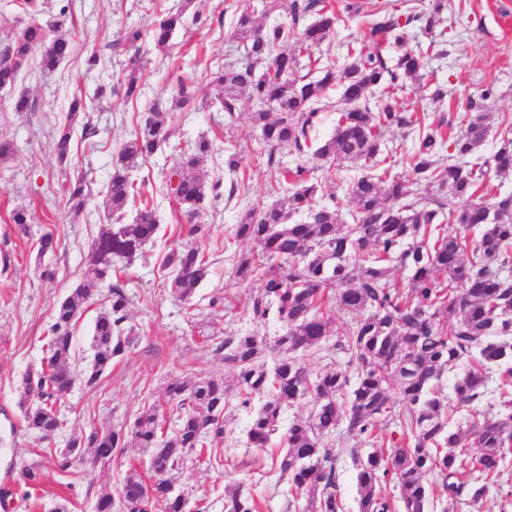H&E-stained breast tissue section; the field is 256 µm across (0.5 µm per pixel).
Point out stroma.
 Returning a JSON list of instances; mask_svg holds the SVG:
<instances>
[{
  "label": "stroma",
  "instance_id": "35a3bbf8",
  "mask_svg": "<svg viewBox=\"0 0 512 512\" xmlns=\"http://www.w3.org/2000/svg\"><path fill=\"white\" fill-rule=\"evenodd\" d=\"M259 2L202 0L201 22H187L164 52L155 47L148 30L158 7L176 6L178 0H72L63 24L73 42L70 56L52 73L42 71L38 61H30L15 88L0 90V137L13 140L18 149L14 160L0 165V258L11 259L9 270L0 272V477L18 476L23 467L41 461L45 450L65 447L72 435L132 420L145 401L164 402L165 387L172 378L223 373L224 363L215 355L213 344L224 335L278 334L280 323L256 324L246 312V300L260 284H241L233 276L232 256L249 250L248 244L234 239L233 228L248 209L285 197L288 186L277 169L266 164L265 148L248 118L253 104L244 103L235 125L225 126L219 91L209 82L215 65L240 54L231 25H218L217 15L230 5L239 8ZM451 4L457 15L448 53L424 59L426 71L433 74L435 84L447 89V97L432 103L429 89L413 84L397 91L395 98L403 111L441 113L457 126L469 99L492 89L487 105L494 120L477 153L484 159L498 149L504 125L512 121V37H503L499 26L504 17H512V0H451ZM130 26L144 32L139 42L145 65L142 93L134 101L109 94L90 110L97 135L75 140L71 168L87 173L91 198L84 211L75 215L61 190L65 176L53 150L55 129L73 96H93L97 87L121 71L118 60L105 56L92 68L87 59L95 47L118 38ZM181 74L194 81L198 99L195 107L177 113L176 141L207 137L213 143V152L204 162L210 178L229 182L232 173L227 160L232 155L239 160L244 178L235 197L206 201L199 217L205 234L197 238L190 235L187 219L163 190L171 149L157 153L134 173L137 186L153 195L160 222L154 241L122 266L131 296L128 323L136 341L113 361L96 388L75 384L66 428L55 439H39L24 428L18 406L21 376L40 364L54 308L88 272L87 254L109 222L104 187L113 159L134 134L140 112L155 103L171 106ZM21 92L37 100L36 111L13 110L12 101ZM18 206L26 207L31 216L25 234L9 222L10 211ZM47 232L55 235L58 247L41 256L38 240ZM194 242L204 250L209 268L190 312L169 297L162 262L172 247ZM216 296L224 302L214 307L210 300ZM245 448L242 442L225 445L230 463L224 467L211 468L188 456L173 477L175 492L190 505H203L206 512H224L225 486L242 482L264 497V512H307L304 502L293 501L287 476L272 468L270 456L260 454L258 462L248 465ZM144 458L141 449L128 447L109 468L96 471L94 481L77 478L69 488L61 473L45 470L38 507L31 511L21 507L17 512H50L65 499L71 512H94L100 490L116 491L131 466ZM502 468L504 478L490 485L486 500L465 499L456 504L436 496L430 500L429 512H486L490 500L512 491V455Z\"/></svg>",
  "mask_w": 512,
  "mask_h": 512
}]
</instances>
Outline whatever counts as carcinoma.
<instances>
[{"instance_id": "1", "label": "carcinoma", "mask_w": 512, "mask_h": 512, "mask_svg": "<svg viewBox=\"0 0 512 512\" xmlns=\"http://www.w3.org/2000/svg\"><path fill=\"white\" fill-rule=\"evenodd\" d=\"M26 17L19 33L0 48V89L13 88L23 68L35 56L45 72L56 71L72 52L70 38L57 33L62 23L43 22L45 0H17ZM195 0L157 12L152 39L165 47L184 27ZM284 12L286 22L269 24L267 15ZM359 12L348 2L343 9L328 0H267L262 10L235 9L233 36L244 44L246 60L227 63L211 72L220 88L224 122L237 119L243 99L256 106L253 127L265 146L266 163L279 169L288 195L248 211L236 225L235 238L252 250L239 257L235 279L261 281L250 296L248 311L255 323L275 319L282 333L267 341L256 334L226 336L215 354L233 375H203L192 382L173 378L166 388V407L144 403L136 417L118 428L72 437L67 447L50 456L46 467L61 473L83 471L89 480L95 468L112 464L131 441L148 456L147 478L137 466L124 477L117 495L97 496L96 512H187L188 502L172 494V475L196 452L208 464L224 463V449L206 448L219 439L238 441L224 417L230 394L249 414L247 448L263 450L280 435L282 449L272 463L288 475L291 495L305 499L311 512H343L337 494L336 463L350 457L357 471L358 512H425L433 489L456 502L479 501L488 485L502 475L501 464L512 448V413H488L482 420L455 429L449 426L450 402L470 404L486 393L495 374L500 403L512 404V282L502 276L512 266V197L491 200L484 193L490 171L512 172V137L504 134L499 149L483 163L473 156L491 126L485 101L492 89L471 100L465 127L450 133L440 119L403 112L392 99L407 83L423 78V57L406 47V29L416 22L431 35L428 48L447 53L448 0H431L428 11L410 6L388 10L374 6L360 38L348 44L346 55L329 64L313 57L344 17ZM138 27L128 28L113 47L134 50L124 73L94 98L109 91L134 100L141 92L144 65L137 43ZM337 88L343 105L330 138L316 137L326 93ZM196 86L177 81L176 107L194 103ZM88 104L83 96L69 103L56 130L54 152L66 171L75 136L90 139L96 127L81 120ZM174 116L152 105L142 115L134 137L118 151L105 194L111 215H122L138 204L132 223L108 224L95 241L89 263L94 278L107 289L105 306L96 317L94 357L81 372L84 385L95 388L112 361L134 342L128 326L130 298L125 285L113 279L114 259H131L158 229L154 201L136 190L131 173L141 168L172 138ZM415 134L407 153L411 181L376 169L387 162L384 137L390 130ZM287 146L296 157L293 167H280L277 152ZM448 149V164L440 159ZM205 136L176 147L164 180L166 194L183 214L195 218L205 201L223 196L222 184L210 183L201 167L211 152ZM359 161L364 171L347 186L354 210L341 218L338 204H317L322 183L310 175L309 163L321 167ZM424 187L419 194L410 185ZM83 176L66 179L62 191L70 209L86 208L90 192ZM464 200L449 206L446 195ZM307 212L297 223L293 215ZM458 224L465 233H450ZM411 270L407 283H392L389 264ZM165 287L175 300L192 306L208 262L201 247L180 245L166 255ZM92 299V289L77 284L56 307L41 365L23 374L19 406L27 429L49 437L64 426L62 409L76 381L74 330ZM352 315L332 323L322 312L330 300ZM335 343H330L331 337ZM349 354L354 374L332 367L308 372L305 359L327 344ZM274 355L268 365L267 355ZM476 356L477 365L460 374L453 398L439 384L448 364ZM398 387L404 410L395 413L391 388ZM311 406L305 417L293 419L279 433L287 408ZM399 428V440L386 441L382 431ZM343 426L347 436L372 450L324 446V439ZM478 449L477 454L469 449ZM43 472L24 468L15 495L22 503L41 497ZM393 484L398 498L383 493ZM256 496L238 483L227 488L225 512H261Z\"/></svg>"}]
</instances>
